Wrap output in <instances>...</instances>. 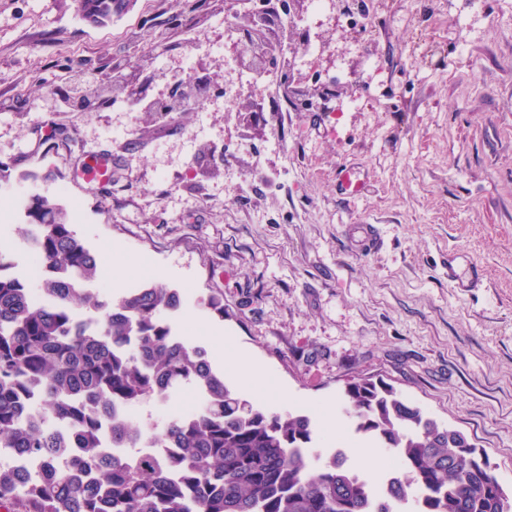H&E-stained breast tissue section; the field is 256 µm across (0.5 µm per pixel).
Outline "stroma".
Returning <instances> with one entry per match:
<instances>
[{
    "label": "stroma",
    "instance_id": "obj_1",
    "mask_svg": "<svg viewBox=\"0 0 512 512\" xmlns=\"http://www.w3.org/2000/svg\"><path fill=\"white\" fill-rule=\"evenodd\" d=\"M77 10L0 0V248L17 273L18 202L48 195L121 261L101 293L177 289L175 334L208 351L235 336L265 382L213 370L310 414L354 471L384 478L351 453L367 437L341 411L347 381L369 377L463 431L512 490V0H300L288 88L240 83L229 104L224 0H131L101 26ZM188 68L212 84L204 103L147 112ZM119 70L136 95L113 89ZM77 82L102 91L92 111L66 98ZM255 98L265 111L242 112ZM98 153L106 190L81 175ZM345 168L364 186L353 200Z\"/></svg>",
    "mask_w": 512,
    "mask_h": 512
}]
</instances>
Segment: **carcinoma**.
Returning <instances> with one entry per match:
<instances>
[{"instance_id":"carcinoma-1","label":"carcinoma","mask_w":512,"mask_h":512,"mask_svg":"<svg viewBox=\"0 0 512 512\" xmlns=\"http://www.w3.org/2000/svg\"><path fill=\"white\" fill-rule=\"evenodd\" d=\"M126 8L79 0L81 19L96 25ZM21 210L16 234L41 259L44 300H32L33 283L0 249V450L39 468H0L7 512H512L485 452L392 385L358 377L344 413L404 473L380 482L376 498L344 453L316 449L309 415L243 398L174 333L176 289L100 295L88 287L96 256L64 209L34 194ZM77 306L92 316L78 320ZM184 386L200 396L193 413L122 414L164 405Z\"/></svg>"}]
</instances>
